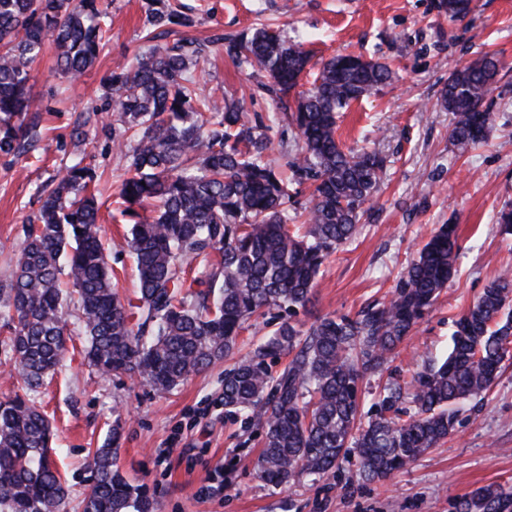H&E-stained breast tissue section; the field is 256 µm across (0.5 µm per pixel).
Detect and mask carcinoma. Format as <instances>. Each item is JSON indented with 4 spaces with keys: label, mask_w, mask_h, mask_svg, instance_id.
<instances>
[{
    "label": "carcinoma",
    "mask_w": 512,
    "mask_h": 512,
    "mask_svg": "<svg viewBox=\"0 0 512 512\" xmlns=\"http://www.w3.org/2000/svg\"><path fill=\"white\" fill-rule=\"evenodd\" d=\"M144 8L154 31L190 23L175 0H145ZM439 9L461 19L471 0H439ZM109 30L100 0H0V156L19 159L42 137L28 81L46 39L58 69L77 77L97 60ZM226 52L266 73L265 89L281 112L251 121L239 104L221 108L200 95L187 75L204 53L194 41L137 54L110 76L124 132L135 139L118 190L120 215L134 219L126 247L138 279L135 299L120 298L112 285L96 227L94 168L77 162L39 193L16 271L0 281V319L10 329L24 385V395L0 402V512H65L67 490L47 459L52 424L30 394L56 372L71 306L88 362L158 393L230 357L251 323L285 314L249 356L224 369L217 397L224 418L263 429L254 475L274 487L321 478L352 450L361 479L389 477L451 437L457 405L486 394L512 360L506 269L456 320L444 362L386 383L362 422L361 382L387 366L454 276L456 225L443 224L430 236L398 273L389 298L301 329L298 310L310 303L324 261L357 235L384 169L379 153L340 144L338 114L376 93L392 71L338 55L298 92L308 64L303 40L262 29L229 43ZM497 74V60L485 54L458 61L448 76L443 104L461 156L488 139L492 116L482 105ZM284 119L300 143L295 181L312 186L301 225L285 208L288 182L264 160L266 131ZM63 274L73 289L60 287ZM282 355L290 360L279 369ZM87 469L92 485L84 512H159L158 501L121 474L116 448L90 452ZM455 509L512 512V486L479 487Z\"/></svg>",
    "instance_id": "cac0c4a2"
}]
</instances>
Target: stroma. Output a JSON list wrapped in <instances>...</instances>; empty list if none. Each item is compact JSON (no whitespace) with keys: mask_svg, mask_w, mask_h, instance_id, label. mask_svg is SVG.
<instances>
[{"mask_svg":"<svg viewBox=\"0 0 512 512\" xmlns=\"http://www.w3.org/2000/svg\"><path fill=\"white\" fill-rule=\"evenodd\" d=\"M199 1L204 10L165 41L210 43L194 73L200 91L236 101L248 115L276 111L265 89L268 78L238 67L220 41L264 26L300 34L310 72L348 52L396 72L389 85L352 103L337 120L340 142L379 151L385 173L367 204L363 229L327 261L312 303L297 317L306 328L317 317L352 315L387 298L398 272L430 234L457 225L453 280L398 347L389 370L363 381L361 411L370 413L389 377L406 379L422 363L446 358L454 320L504 267H512V235L502 234L495 222L498 210L512 204V0H472L461 20L449 19L438 0H187ZM108 3L110 40L82 76L72 81L56 73L49 50L31 69L29 86L45 130L27 158L0 157V280L15 270L27 221L39 207L38 188L81 159L100 177L99 228L113 281L123 296L137 290L125 247L129 226L114 218V195L130 150L115 143L120 123L108 77L134 53L149 52L150 44L143 0ZM485 53L499 67L483 104L493 129L487 143L461 157L449 140L451 115L442 94L458 60ZM83 112L95 113L97 125L80 141L72 128ZM268 137L267 161L290 173L299 148L294 127L273 125ZM84 344L81 335L68 340L57 374L35 396L53 420L50 456L68 490L67 512H82L91 485L89 450L114 442L122 471L156 496L160 512H455L456 499L478 487L512 485V365L484 399L461 405L451 438L391 477L359 481L350 455L323 479L283 489L253 476L262 447L258 427L225 420L215 404L224 362L159 395L143 383L96 371L82 353ZM229 461L234 469L227 487L208 493L216 470Z\"/></svg>","mask_w":512,"mask_h":512,"instance_id":"35a3bbf8","label":"stroma"}]
</instances>
